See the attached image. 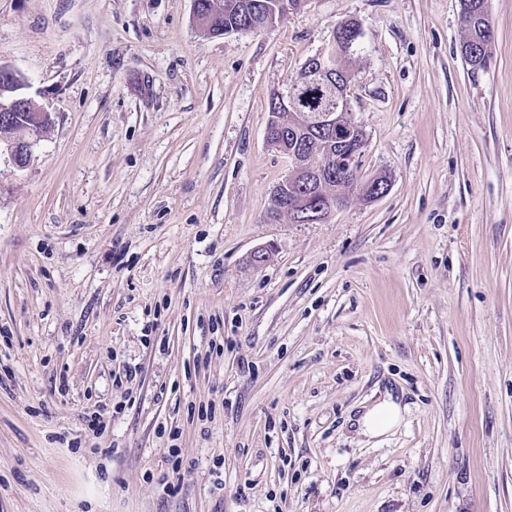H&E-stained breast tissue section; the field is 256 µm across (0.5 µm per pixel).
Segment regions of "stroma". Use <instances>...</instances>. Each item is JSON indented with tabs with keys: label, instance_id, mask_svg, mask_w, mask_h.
Here are the masks:
<instances>
[{
	"label": "stroma",
	"instance_id": "obj_1",
	"mask_svg": "<svg viewBox=\"0 0 512 512\" xmlns=\"http://www.w3.org/2000/svg\"><path fill=\"white\" fill-rule=\"evenodd\" d=\"M491 11L474 71L462 0H304L224 36L192 0H0V63L54 114L29 167L0 159V512H512V0ZM347 20L358 176L390 190L268 222V100ZM388 394L403 421L367 439ZM310 197L308 195L306 198H302L298 204L296 205V209H299L296 211L298 213L297 223L299 224H314L323 222L329 215L338 208V203L336 201V207L335 203L329 202L327 206L319 207L315 206L314 208L307 207V200ZM296 223V224H297Z\"/></svg>",
	"mask_w": 512,
	"mask_h": 512
}]
</instances>
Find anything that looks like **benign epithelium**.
I'll list each match as a JSON object with an SVG mask.
<instances>
[{
	"instance_id": "benign-epithelium-1",
	"label": "benign epithelium",
	"mask_w": 512,
	"mask_h": 512,
	"mask_svg": "<svg viewBox=\"0 0 512 512\" xmlns=\"http://www.w3.org/2000/svg\"><path fill=\"white\" fill-rule=\"evenodd\" d=\"M315 65H303L298 76L282 90L275 91L282 105L295 106L298 98L310 86H318L325 95V106L319 112H299L293 130L310 131L329 138L336 144V152L324 153L321 163L312 167L306 165L303 156L293 155L292 174H303L312 186L328 178H334L332 159H337L341 167L357 168L358 158L364 145L363 137L354 126L343 122L344 113L341 104L347 102L350 94V82H344V88L336 90L334 73L336 72V38H331L315 56ZM28 87L24 76L14 68L0 64V124L9 128V133L0 135V144H5L12 165L23 170L33 158V150L43 134L53 124V113L38 106L26 93ZM298 223L314 224L324 221L336 210L335 203L311 208L307 199H301L296 205Z\"/></svg>"
}]
</instances>
